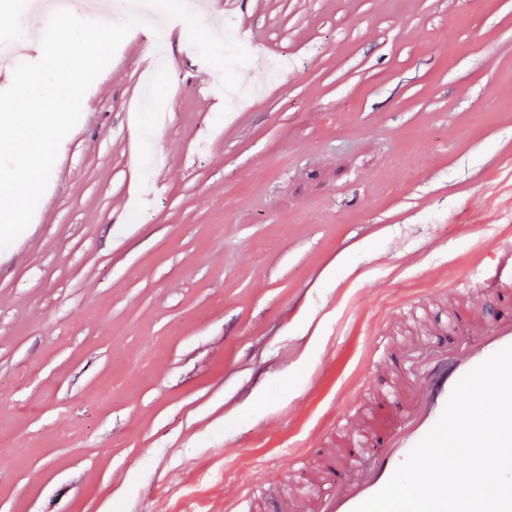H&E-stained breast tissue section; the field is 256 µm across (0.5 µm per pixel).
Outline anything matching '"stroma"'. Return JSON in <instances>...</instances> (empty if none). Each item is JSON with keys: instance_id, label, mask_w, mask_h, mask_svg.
Instances as JSON below:
<instances>
[{"instance_id": "35a3bbf8", "label": "stroma", "mask_w": 512, "mask_h": 512, "mask_svg": "<svg viewBox=\"0 0 512 512\" xmlns=\"http://www.w3.org/2000/svg\"><path fill=\"white\" fill-rule=\"evenodd\" d=\"M130 2L0 252V512H275L512 240V0H181L158 73Z\"/></svg>"}]
</instances>
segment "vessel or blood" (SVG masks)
<instances>
[{
    "label": "vessel or blood",
    "mask_w": 512,
    "mask_h": 512,
    "mask_svg": "<svg viewBox=\"0 0 512 512\" xmlns=\"http://www.w3.org/2000/svg\"><path fill=\"white\" fill-rule=\"evenodd\" d=\"M488 266L490 274L482 282V297L512 301V243L501 244ZM466 286V281H458L447 296L453 311V332L465 338V345L431 357L422 372L415 374L406 402H399L393 391L381 392L376 409L386 424L367 442L372 449L368 462L354 458L340 465L335 449L321 450L326 489L313 502L315 512H354L388 482L412 448L433 428L456 383L497 351L512 346V313L489 315L480 305L457 312Z\"/></svg>",
    "instance_id": "vessel-or-blood-1"
}]
</instances>
